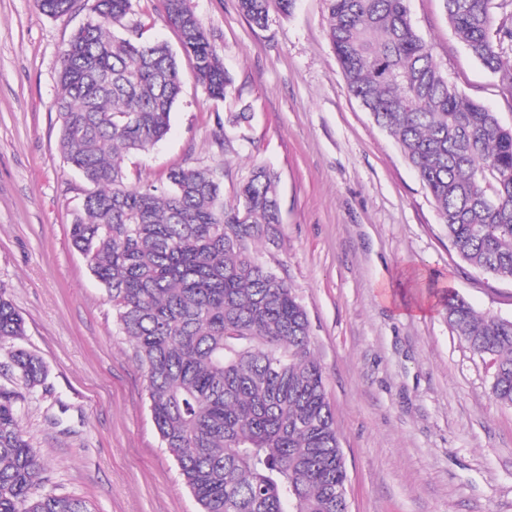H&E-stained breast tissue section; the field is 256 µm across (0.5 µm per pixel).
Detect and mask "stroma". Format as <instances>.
Returning <instances> with one entry per match:
<instances>
[{"mask_svg":"<svg viewBox=\"0 0 512 512\" xmlns=\"http://www.w3.org/2000/svg\"><path fill=\"white\" fill-rule=\"evenodd\" d=\"M233 78L207 98L190 67L167 137L125 156L130 182L164 183L202 166L225 201L255 166L279 178L278 238L255 248L305 307L348 481L349 512H512V406L492 370L449 326L443 290L512 319V281L451 250L431 197L395 140L347 89L327 37L328 0L271 4L256 26L238 0H191ZM417 31L449 80L512 126V96L470 55L443 0H408ZM35 0H0V291L25 334L0 344V386L16 348L39 356L43 386L19 403L43 457L32 495L84 500L90 512H200L162 444L147 380L104 288L69 235L90 189L59 149L60 56L88 19ZM128 23L180 51L161 0H132ZM228 112L245 113L236 128Z\"/></svg>","mask_w":512,"mask_h":512,"instance_id":"stroma-1","label":"stroma"}]
</instances>
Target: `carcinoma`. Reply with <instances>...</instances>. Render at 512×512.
Returning <instances> with one entry per match:
<instances>
[{
  "mask_svg": "<svg viewBox=\"0 0 512 512\" xmlns=\"http://www.w3.org/2000/svg\"><path fill=\"white\" fill-rule=\"evenodd\" d=\"M78 0H36L62 17ZM189 0H163L181 51L209 98L232 79ZM269 0H239L257 26ZM327 35L347 89L390 134L428 189L454 253L512 281V127L450 86L433 47L414 28L407 0H329ZM448 22L471 55L512 92V62L490 37L491 0H444ZM131 0H91L88 23L61 53L59 145L92 189L71 224L72 246L105 288L116 322L134 344L149 407L200 512H348V476L310 322L287 281L259 262L252 244L280 223L278 176L258 166L223 200L203 167H177L168 183L128 182L123 157L167 134L181 86L168 45L117 37ZM448 324L492 360L491 393L512 405V319L480 314L459 294L444 298ZM25 323L0 292V341ZM9 368L35 391L47 367L16 348ZM0 387V512H89L68 496H29L43 471L18 402Z\"/></svg>",
  "mask_w": 512,
  "mask_h": 512,
  "instance_id": "obj_1",
  "label": "carcinoma"
}]
</instances>
